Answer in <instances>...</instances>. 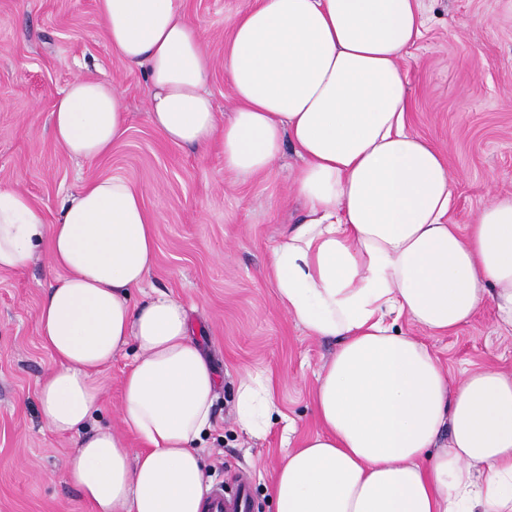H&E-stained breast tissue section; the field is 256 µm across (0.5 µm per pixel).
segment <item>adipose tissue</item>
<instances>
[{
  "instance_id": "obj_1",
  "label": "adipose tissue",
  "mask_w": 512,
  "mask_h": 512,
  "mask_svg": "<svg viewBox=\"0 0 512 512\" xmlns=\"http://www.w3.org/2000/svg\"><path fill=\"white\" fill-rule=\"evenodd\" d=\"M104 37L144 68L148 116L177 146L220 145L245 181L292 147L289 191L303 208L268 255L276 303L335 352L315 374L319 429L284 447L276 512H512V374L493 366L450 383L409 334H449L492 306L512 332V194L466 226L450 223L453 182L441 153L406 126L400 62L421 34L419 0H248L231 19L224 81L236 107L219 119L214 60L183 0H97ZM119 91L79 77L54 103L51 133L72 158L108 154L127 132ZM139 190L95 178L46 223L30 196L0 181V270L46 251L56 275L40 340L54 366L40 416L75 436L69 482L94 512H202L216 369L184 304L139 302L156 256ZM133 347L120 429L93 423L97 374ZM270 382L245 377L237 424L266 433ZM136 438L139 448L130 447Z\"/></svg>"
}]
</instances>
